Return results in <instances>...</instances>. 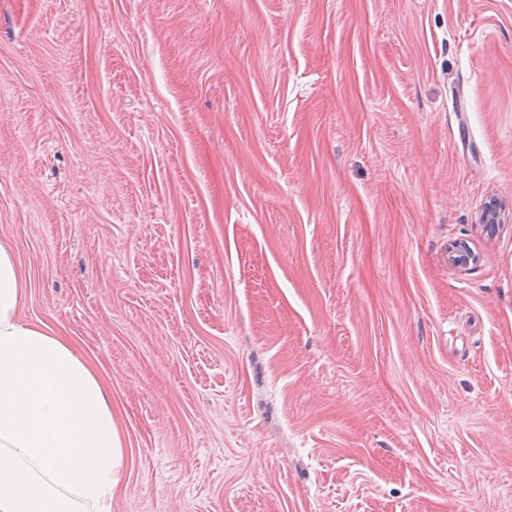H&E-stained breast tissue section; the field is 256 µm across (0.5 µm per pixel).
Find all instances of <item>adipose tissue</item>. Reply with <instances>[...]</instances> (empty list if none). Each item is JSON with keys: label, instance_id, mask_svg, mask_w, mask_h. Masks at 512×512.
Returning a JSON list of instances; mask_svg holds the SVG:
<instances>
[{"label": "adipose tissue", "instance_id": "ef3b65f1", "mask_svg": "<svg viewBox=\"0 0 512 512\" xmlns=\"http://www.w3.org/2000/svg\"><path fill=\"white\" fill-rule=\"evenodd\" d=\"M0 243V512H111L123 446L108 391L71 343L22 322Z\"/></svg>", "mask_w": 512, "mask_h": 512}]
</instances>
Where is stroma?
I'll list each match as a JSON object with an SVG mask.
<instances>
[{
    "instance_id": "35a3bbf8",
    "label": "stroma",
    "mask_w": 512,
    "mask_h": 512,
    "mask_svg": "<svg viewBox=\"0 0 512 512\" xmlns=\"http://www.w3.org/2000/svg\"><path fill=\"white\" fill-rule=\"evenodd\" d=\"M0 243L112 512H512V0H0Z\"/></svg>"
}]
</instances>
